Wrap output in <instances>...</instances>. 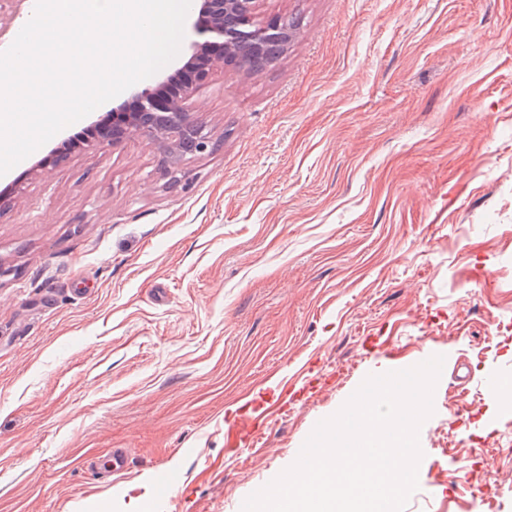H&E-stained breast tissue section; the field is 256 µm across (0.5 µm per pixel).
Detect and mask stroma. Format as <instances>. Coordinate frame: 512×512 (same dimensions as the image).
Returning a JSON list of instances; mask_svg holds the SVG:
<instances>
[{"instance_id": "obj_1", "label": "stroma", "mask_w": 512, "mask_h": 512, "mask_svg": "<svg viewBox=\"0 0 512 512\" xmlns=\"http://www.w3.org/2000/svg\"><path fill=\"white\" fill-rule=\"evenodd\" d=\"M284 15L274 68L189 100L224 145L177 189L139 136L38 168L88 116L0 176V512H240L375 368L434 355L405 512H512V0L256 4Z\"/></svg>"}]
</instances>
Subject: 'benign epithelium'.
<instances>
[{
  "mask_svg": "<svg viewBox=\"0 0 512 512\" xmlns=\"http://www.w3.org/2000/svg\"><path fill=\"white\" fill-rule=\"evenodd\" d=\"M255 0H194L193 24L197 36L189 45L190 56L172 73L132 93L130 110L122 105L112 114L99 119L104 126L111 117H122L123 133L104 145L138 135L162 146V166L169 168L186 154H207L216 151L221 137L209 131L189 112L187 102L194 96L199 80L181 81L182 74L215 43L220 44L221 57L237 63L253 74L271 65L270 57L288 45L295 34L289 18L281 16L270 23H261L254 12Z\"/></svg>",
  "mask_w": 512,
  "mask_h": 512,
  "instance_id": "obj_1",
  "label": "benign epithelium"
}]
</instances>
